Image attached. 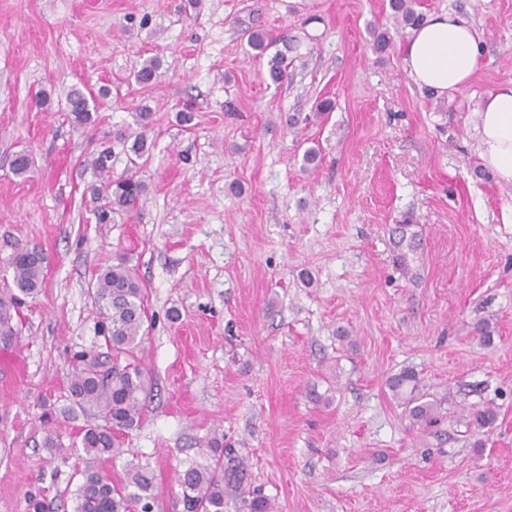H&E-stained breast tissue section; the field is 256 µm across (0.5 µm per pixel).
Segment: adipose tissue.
Masks as SVG:
<instances>
[{"instance_id":"obj_1","label":"adipose tissue","mask_w":512,"mask_h":512,"mask_svg":"<svg viewBox=\"0 0 512 512\" xmlns=\"http://www.w3.org/2000/svg\"><path fill=\"white\" fill-rule=\"evenodd\" d=\"M482 50V36L472 23L457 13L441 11L410 30L403 61L414 84L451 98L472 78ZM475 117L484 164L500 182L512 184V82L490 92Z\"/></svg>"}]
</instances>
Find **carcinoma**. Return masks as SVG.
<instances>
[{"label": "carcinoma", "mask_w": 512, "mask_h": 512, "mask_svg": "<svg viewBox=\"0 0 512 512\" xmlns=\"http://www.w3.org/2000/svg\"><path fill=\"white\" fill-rule=\"evenodd\" d=\"M418 0H389L394 23L400 29L418 26L424 16L418 11ZM254 56L261 57L271 42L260 31H253L247 40ZM268 76L274 83L288 78L286 57L277 52L268 60ZM159 62L152 58L135 73V80L148 87L158 77ZM67 111L78 126L91 123L96 101L79 89L66 93ZM129 151L132 167L143 158L146 136L135 135ZM112 158L110 149L101 150L90 166L99 175L109 173ZM34 166L31 153L22 150L12 160V168L19 176L27 175ZM108 202L96 207L97 220L106 224L112 220L114 210H133L146 195L147 185L127 173L107 181ZM31 250L21 249L11 260L12 283L0 287V341L8 345L18 336L12 324L11 309L21 297L38 294L44 281L42 260L30 256ZM97 310L103 323L105 340L112 347V366L104 369L99 364L84 363L75 368L69 386L73 405L93 419L85 429L82 445L86 454L82 480L75 497L74 512H150L154 490V474L148 468L131 464L119 482L102 473L97 465L105 455L118 452L122 447L120 435L134 427L139 420L142 400L151 390L149 372L138 359L146 335L148 321L145 292L133 269L122 259L102 270L92 283ZM389 387L398 397L405 399L406 410L413 423L429 427L438 421V404L424 401L416 395L418 374L406 369L390 377ZM497 420V411L490 405L473 407L467 425L476 432L490 429ZM185 512H224V460L217 456L213 464L190 467L179 477ZM242 507L247 512H271V504L261 496L244 494Z\"/></svg>", "instance_id": "1"}]
</instances>
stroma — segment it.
<instances>
[{"label": "stroma", "instance_id": "stroma-1", "mask_svg": "<svg viewBox=\"0 0 512 512\" xmlns=\"http://www.w3.org/2000/svg\"><path fill=\"white\" fill-rule=\"evenodd\" d=\"M443 10L484 40L450 99L409 78L388 0H0V280L18 250L46 256L14 316L8 352L25 367L0 372V512H73L89 419L68 387L77 357L108 356L90 283L122 255L146 292L152 390L98 466L115 480L148 466L152 512H183L180 474L218 446L247 464L224 512H243V487L273 512H512V184L482 163L473 123L512 80V0H423ZM253 27L286 54L283 83L249 53ZM374 28L392 32L384 53ZM102 86L93 122L74 126L67 91ZM141 106L148 191L98 223L89 160L108 147L126 172L117 135L137 132ZM407 368L437 427L389 389ZM480 404L498 417L475 436L465 414ZM50 430L62 449L45 447Z\"/></svg>", "mask_w": 512, "mask_h": 512}]
</instances>
